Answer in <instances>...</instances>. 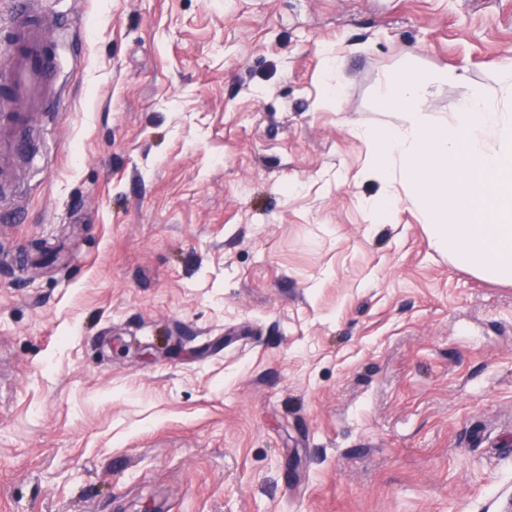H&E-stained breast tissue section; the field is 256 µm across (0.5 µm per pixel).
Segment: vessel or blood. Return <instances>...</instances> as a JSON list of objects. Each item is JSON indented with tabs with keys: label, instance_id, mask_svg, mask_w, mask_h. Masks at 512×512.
Here are the masks:
<instances>
[{
	"label": "vessel or blood",
	"instance_id": "b4317fda",
	"mask_svg": "<svg viewBox=\"0 0 512 512\" xmlns=\"http://www.w3.org/2000/svg\"><path fill=\"white\" fill-rule=\"evenodd\" d=\"M13 4L4 49L9 78L0 87V183L12 181L17 159L32 157V142L24 132L36 127L61 97L52 22L38 16V0H13Z\"/></svg>",
	"mask_w": 512,
	"mask_h": 512
}]
</instances>
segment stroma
I'll use <instances>...</instances> for the list:
<instances>
[{
  "label": "stroma",
  "instance_id": "obj_1",
  "mask_svg": "<svg viewBox=\"0 0 512 512\" xmlns=\"http://www.w3.org/2000/svg\"><path fill=\"white\" fill-rule=\"evenodd\" d=\"M41 162L0 195V512H512V285L359 129L512 64V0H41ZM397 195L372 220L383 189Z\"/></svg>",
  "mask_w": 512,
  "mask_h": 512
}]
</instances>
